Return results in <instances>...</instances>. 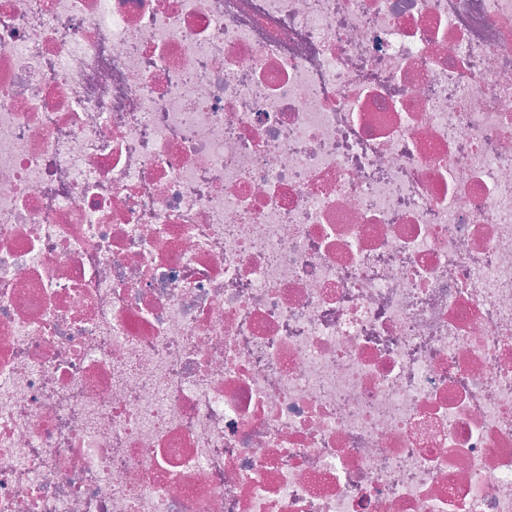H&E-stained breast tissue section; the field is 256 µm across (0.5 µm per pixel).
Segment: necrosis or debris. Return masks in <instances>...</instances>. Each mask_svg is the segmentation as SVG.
Here are the masks:
<instances>
[{
	"mask_svg": "<svg viewBox=\"0 0 512 512\" xmlns=\"http://www.w3.org/2000/svg\"><path fill=\"white\" fill-rule=\"evenodd\" d=\"M0 512H512V0H0Z\"/></svg>",
	"mask_w": 512,
	"mask_h": 512,
	"instance_id": "4bbe7bcc",
	"label": "necrosis or debris"
}]
</instances>
